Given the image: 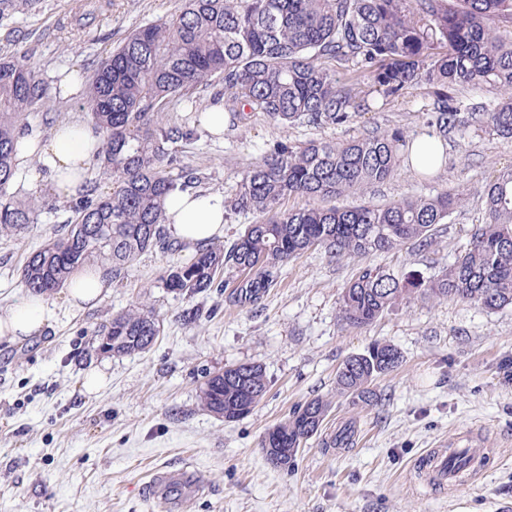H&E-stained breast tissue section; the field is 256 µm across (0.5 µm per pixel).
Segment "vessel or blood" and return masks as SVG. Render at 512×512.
Listing matches in <instances>:
<instances>
[{
    "instance_id": "vessel-or-blood-1",
    "label": "vessel or blood",
    "mask_w": 512,
    "mask_h": 512,
    "mask_svg": "<svg viewBox=\"0 0 512 512\" xmlns=\"http://www.w3.org/2000/svg\"><path fill=\"white\" fill-rule=\"evenodd\" d=\"M489 457L488 442L478 433L466 432L426 450L417 468L427 484L457 488L465 484L468 474L482 471Z\"/></svg>"
}]
</instances>
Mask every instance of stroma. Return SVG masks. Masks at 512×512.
Listing matches in <instances>:
<instances>
[{
    "label": "stroma",
    "instance_id": "1",
    "mask_svg": "<svg viewBox=\"0 0 512 512\" xmlns=\"http://www.w3.org/2000/svg\"><path fill=\"white\" fill-rule=\"evenodd\" d=\"M184 3L33 0L0 21V54L29 50L50 87L30 126L47 135L67 121L88 122L80 85L61 94L62 73L88 78L89 62L133 30L178 15ZM336 74L371 105L354 123L282 127L255 119L175 140L170 149L197 171L200 191L229 198L276 140L335 143L398 129L413 142L431 134L428 86L386 99L356 68L340 65ZM443 147L434 172L420 173L405 158L390 180L343 198L353 206L467 191L431 247L378 252L368 265L398 277L432 275L466 247L472 225L484 223L482 189L512 169V141L464 130ZM55 204L24 233L0 238V312L25 295L19 274L27 256L64 228L70 201L59 196ZM195 251L179 241L172 251L144 253L109 277V294L93 308H71L57 292L44 333L0 341V512H512V308L488 313L458 300L419 299L349 328L339 320V297L359 262L307 251L250 305L232 299L240 280L232 270L220 291L188 297L164 288L161 269ZM140 303L155 310V344L132 355L100 350L95 330ZM375 341L395 346L401 362L373 382L376 400L352 402L337 392L336 370ZM241 363L262 365L268 390L247 417L227 422L203 409L199 391L208 374ZM93 371L101 381L90 393L84 379ZM315 397L332 403L321 430L294 466H273L263 435ZM347 425L352 443L330 446ZM468 430L495 450L483 471L455 491L416 483L417 457Z\"/></svg>",
    "mask_w": 512,
    "mask_h": 512
}]
</instances>
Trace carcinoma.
<instances>
[{
    "mask_svg": "<svg viewBox=\"0 0 512 512\" xmlns=\"http://www.w3.org/2000/svg\"><path fill=\"white\" fill-rule=\"evenodd\" d=\"M507 23L512 0H185L180 14L138 28L94 66L86 103L105 138L100 173L117 189L107 196L90 189L73 207L67 230L27 257L20 285L51 295L95 262L118 272L149 250L170 247L164 200L193 187L198 177L172 175L168 143L176 133L162 114L174 98L192 102L203 84L221 88L234 125L260 115L279 126H336L359 114L362 99L326 63H351L385 98L419 83L433 89L429 124L443 139L472 127L512 140V42L498 35ZM459 85H488L500 92V101L491 110L462 112L453 95ZM47 96L48 86L23 53L0 58V236L23 232L50 207L44 193L20 197L10 191L16 143L29 133L25 119ZM402 141L396 129L343 143L275 142L247 167L231 198L232 209L260 220L227 249L202 246L189 261L165 267L164 287L191 297L234 269L246 274L234 294L255 303L284 264L312 248L361 261L409 242L431 244L434 227L461 204L465 190L347 208L313 204L393 178ZM287 197L305 205L283 211ZM483 197L486 221L472 229L452 264L430 276L410 271L401 278L360 268L342 289L341 323L361 327L418 299L452 297L487 312L512 308V169L486 184ZM158 334L159 322L144 304L95 332L100 349L117 355L149 349ZM400 360L393 345L374 341L342 363L336 390L366 402L372 381ZM266 392L262 367L246 363L207 376L199 399L209 413L235 422ZM330 406L313 398L267 435L283 448H299L317 434Z\"/></svg>",
    "mask_w": 512,
    "mask_h": 512,
    "instance_id": "obj_1",
    "label": "carcinoma"
}]
</instances>
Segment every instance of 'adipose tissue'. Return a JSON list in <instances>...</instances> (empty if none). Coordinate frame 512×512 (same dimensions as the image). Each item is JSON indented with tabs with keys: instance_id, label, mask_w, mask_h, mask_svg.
Returning a JSON list of instances; mask_svg holds the SVG:
<instances>
[{
	"instance_id": "obj_1",
	"label": "adipose tissue",
	"mask_w": 512,
	"mask_h": 512,
	"mask_svg": "<svg viewBox=\"0 0 512 512\" xmlns=\"http://www.w3.org/2000/svg\"><path fill=\"white\" fill-rule=\"evenodd\" d=\"M104 140L89 125L62 124L39 142L37 166L27 168L24 179L34 186L50 177L57 193L79 196L88 178V159L101 151ZM164 207L174 236L184 242H207L224 232V197L213 193L169 195ZM53 318L45 297L31 295L0 313V340L16 342L42 334Z\"/></svg>"
}]
</instances>
